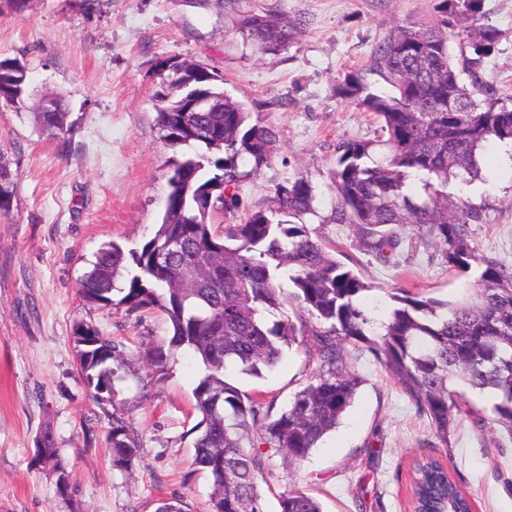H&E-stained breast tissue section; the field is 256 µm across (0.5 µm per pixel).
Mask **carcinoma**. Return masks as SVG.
<instances>
[{
    "label": "carcinoma",
    "mask_w": 512,
    "mask_h": 512,
    "mask_svg": "<svg viewBox=\"0 0 512 512\" xmlns=\"http://www.w3.org/2000/svg\"><path fill=\"white\" fill-rule=\"evenodd\" d=\"M481 4L442 0L433 20L390 30L373 47L366 73L345 76L337 95L374 114L378 130L372 138L341 141L328 172L330 221L354 226L361 251L396 266L405 251L432 249L449 269L472 278L473 301L397 288L392 308L370 305L366 293L374 286L303 223L314 213L315 193L301 173L276 186L274 207L240 224L215 223V215L241 205L239 161L249 157L256 170L267 164L277 132L251 122L248 104L228 95L224 79L206 67L171 58L169 69H161L155 122L168 146L182 153L169 165L161 223L139 249L103 244L78 292L89 303L165 315L169 340L144 353L155 371L166 370L182 347L201 360L204 373L192 392L201 419L193 427L191 465L211 477L208 512H264L260 480L271 452L303 462L336 430L364 382L349 365V346L369 353L396 381L430 421L439 446L448 447L461 412L512 438V264L482 253L472 239L471 225L484 223L485 211L448 195L449 181L463 186L479 179L482 148L512 139V102L480 76L501 37L481 22ZM237 26L266 53L284 48L293 32L288 21L267 13L241 15ZM30 84L21 61L0 60V106L27 108ZM195 89L211 97V111H190ZM52 98L50 109L33 113L34 123L40 133L64 138L72 134L69 112L61 94ZM14 187L15 173L0 157L1 220L12 213ZM283 278L317 325L299 327L287 316L269 322L286 303ZM115 291L122 294L117 301ZM72 335L91 400L112 404L131 361L92 324L75 322ZM298 335L310 337L317 367L279 413L226 381L231 367L256 377L274 370ZM459 384L493 393L494 402L463 407ZM106 443L118 470L141 458L139 435L122 413L112 412ZM38 451L58 495L69 497L71 471L48 428ZM412 483L415 512L471 510L435 459L417 464ZM279 505L281 512H324L319 499L299 489L284 491Z\"/></svg>",
    "instance_id": "obj_1"
}]
</instances>
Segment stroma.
I'll use <instances>...</instances> for the list:
<instances>
[{"instance_id": "1", "label": "stroma", "mask_w": 512, "mask_h": 512, "mask_svg": "<svg viewBox=\"0 0 512 512\" xmlns=\"http://www.w3.org/2000/svg\"><path fill=\"white\" fill-rule=\"evenodd\" d=\"M440 0H236L234 7L190 6L186 0H100L85 13L82 0H28L13 10L0 0V60L19 58L34 91L64 94L73 134L43 135L29 113L0 108V150L16 175L13 213L0 220V512H156L177 497L186 512H205L211 482L189 475L198 417L192 390L203 365L179 351L165 378L143 352L166 340L164 315L126 313L89 304L78 293L101 245L141 246L163 211L173 151L156 128L154 94L160 63L193 60L224 79V89L248 101L253 119L277 132L269 164L243 178L238 210L227 224L271 206L276 185L304 174L315 190L311 231L336 246V257L372 284L371 297L391 304L404 287L443 300L466 294L467 279L433 250L401 266L360 251L348 224L329 221L334 200L328 170L336 145L370 138L371 113L337 96L351 70L366 69L372 48L403 20L433 17ZM267 13L294 25L287 47L263 53L237 27L239 15ZM483 20L502 36L481 71L485 84L512 98V0H483ZM481 176L449 184L483 208L474 239L488 255L512 263V167L497 144L480 155ZM112 336L132 363L118 383L115 407L126 409L143 444L127 471L113 468L105 448L111 423L89 397L72 341L75 322ZM364 379L336 431L305 461L284 466L273 456L261 491L266 512L278 496L301 489L324 512H411L410 476L416 458L442 461L475 512H512V439L456 417L450 445H433V429L396 382L369 354L351 363ZM316 364L305 337L284 351L278 369L260 377L231 369L229 381L262 394L282 410ZM51 426L58 453L73 473L69 499L37 459V439Z\"/></svg>"}]
</instances>
